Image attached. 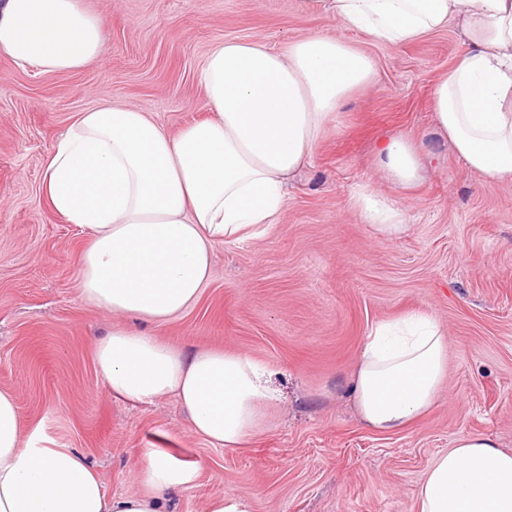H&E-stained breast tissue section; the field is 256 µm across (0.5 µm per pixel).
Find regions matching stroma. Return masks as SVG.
I'll return each mask as SVG.
<instances>
[{"label":"stroma","instance_id":"stroma-1","mask_svg":"<svg viewBox=\"0 0 512 512\" xmlns=\"http://www.w3.org/2000/svg\"><path fill=\"white\" fill-rule=\"evenodd\" d=\"M106 28L101 58L44 73L0 57V388L15 391L24 431L76 450L111 493L136 490L143 455L165 448L201 465L170 512L209 498L251 512H419L418 491L456 439L481 435L512 452V183L488 185L436 128L432 90L466 54L456 24L389 45L304 0H78ZM371 56L373 84L353 92L272 224L214 246L198 302L146 331L185 351L247 353L277 395L251 448L194 436L173 397L130 403L104 387L93 341L112 318L78 292L86 235L42 190L46 157L76 116L126 103L178 133L209 116L199 71L211 47L262 40L281 50L309 33ZM419 148L424 177L394 188L375 164L384 137ZM369 184L409 216L384 240L347 204ZM426 313L448 336V372L432 409L380 432L353 398L358 358L378 324ZM206 512H250V505L247 500L222 494L208 501Z\"/></svg>","mask_w":512,"mask_h":512}]
</instances>
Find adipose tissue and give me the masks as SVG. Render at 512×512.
<instances>
[{
  "mask_svg": "<svg viewBox=\"0 0 512 512\" xmlns=\"http://www.w3.org/2000/svg\"><path fill=\"white\" fill-rule=\"evenodd\" d=\"M304 2L393 45L460 22L470 49L434 88L436 127L487 183L512 182V0ZM104 38L102 19L78 0H0V54L18 66L75 71L100 56ZM374 74L365 51L318 33L278 51L259 40L223 41L199 73L211 115L178 135L124 104L80 113L49 154L43 191L88 235L82 298L155 323L189 309L210 279L214 244L272 223L289 178L311 162L343 100ZM376 163L400 189L423 178L418 150L402 135L381 142ZM348 204L381 238L407 229L404 207L369 185L355 186ZM93 352L112 395L175 396L190 430L217 448L250 447L276 398L266 367L243 352H184L129 326L97 337ZM447 368L448 341L432 317L378 325L354 380L362 421L404 428L433 406ZM198 477V463L149 448L141 491L108 494L77 452L23 434L14 391L0 389V512H167L169 497ZM418 503L419 512H512V452L460 437L428 470Z\"/></svg>",
  "mask_w": 512,
  "mask_h": 512,
  "instance_id": "ef3b65f1",
  "label": "adipose tissue"
}]
</instances>
